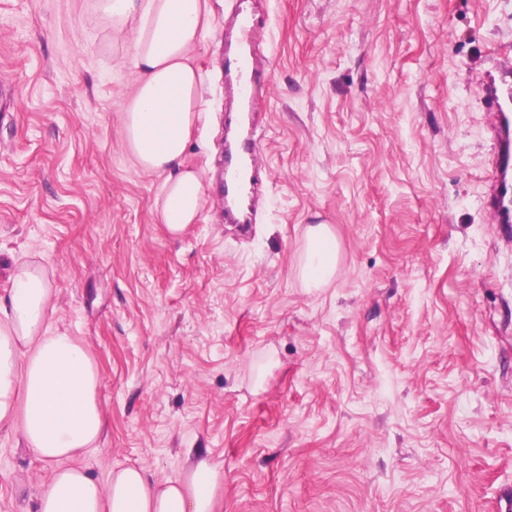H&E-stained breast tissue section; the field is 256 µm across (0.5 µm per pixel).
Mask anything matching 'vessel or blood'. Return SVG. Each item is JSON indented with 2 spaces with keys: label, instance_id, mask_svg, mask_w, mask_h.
<instances>
[{
  "label": "vessel or blood",
  "instance_id": "vessel-or-blood-1",
  "mask_svg": "<svg viewBox=\"0 0 512 512\" xmlns=\"http://www.w3.org/2000/svg\"><path fill=\"white\" fill-rule=\"evenodd\" d=\"M254 32V18L237 14L232 34L243 51L224 57L228 90L233 99L231 121L245 131L243 137L232 138L226 144L224 197L227 207L236 210L247 224L252 222L254 212L253 197L246 194L245 186L258 180L252 164L257 143L250 130L256 119L258 91L266 84V73L255 65L251 53ZM479 91L487 105L490 133L496 145L492 159L494 176L486 204L494 223L512 228V53L493 51L492 65L486 70Z\"/></svg>",
  "mask_w": 512,
  "mask_h": 512
}]
</instances>
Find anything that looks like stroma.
Here are the masks:
<instances>
[{
	"label": "stroma",
	"mask_w": 512,
	"mask_h": 512,
	"mask_svg": "<svg viewBox=\"0 0 512 512\" xmlns=\"http://www.w3.org/2000/svg\"><path fill=\"white\" fill-rule=\"evenodd\" d=\"M95 0H0V299L52 272L54 331L90 349L105 423L74 465L157 478L200 456L223 512H512V241L483 201L479 83L512 0H261L257 221H224V21L193 55L186 162L201 214L171 237L163 178L124 144L136 72ZM330 225L336 277L297 276ZM57 465L0 429V512Z\"/></svg>",
	"instance_id": "obj_1"
}]
</instances>
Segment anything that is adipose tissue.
<instances>
[{"label":"adipose tissue","instance_id":"ef3b65f1","mask_svg":"<svg viewBox=\"0 0 512 512\" xmlns=\"http://www.w3.org/2000/svg\"><path fill=\"white\" fill-rule=\"evenodd\" d=\"M97 17L113 46L128 49L137 73L122 117L125 146L143 171L164 175L155 210L169 234L179 235L196 223L204 196L200 174L183 156L199 117L192 52L211 24L206 0H98ZM337 264L330 225H307L297 267L303 287L328 286ZM8 280L0 306V428L17 431L31 453L59 464L36 497V512H218L224 477L203 458L174 478L128 467L104 484L67 466L102 434L98 369L83 342L51 331L55 294L41 263L14 264Z\"/></svg>","mask_w":512,"mask_h":512}]
</instances>
